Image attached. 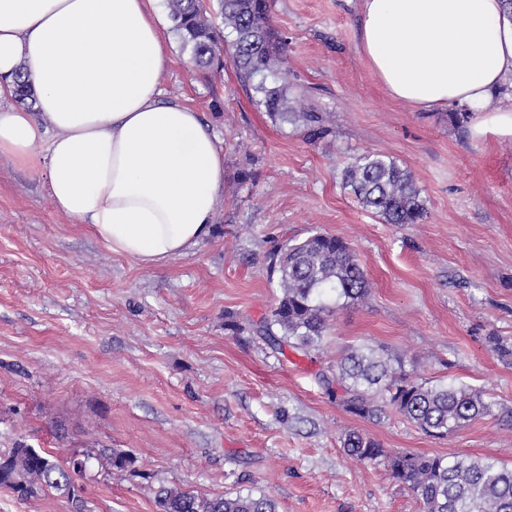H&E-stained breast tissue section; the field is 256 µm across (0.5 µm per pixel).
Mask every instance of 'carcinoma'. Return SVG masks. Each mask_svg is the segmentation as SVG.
Returning <instances> with one entry per match:
<instances>
[{"label": "carcinoma", "instance_id": "cac0c4a2", "mask_svg": "<svg viewBox=\"0 0 512 512\" xmlns=\"http://www.w3.org/2000/svg\"><path fill=\"white\" fill-rule=\"evenodd\" d=\"M224 27L235 33L232 61L241 82L260 95L258 104L277 121L301 118L309 133L324 131L325 117L310 109L294 112L288 82L277 77L286 61L285 42L278 37L270 16L269 0H217ZM172 31L182 50L202 70L222 69L223 38L207 16L202 0H168ZM15 98L35 103L23 71L15 75ZM343 186L358 204L387 224H417L427 214L408 169L389 156L365 152L349 163ZM280 296L271 314L254 332L274 345L301 350L319 345L334 308L355 305L369 293V282L350 245L341 238L315 234L288 245V258L271 257ZM398 356L381 349L352 350L333 375H322L329 397L342 409L364 420H378L390 406L426 435L444 438L476 419L494 415V403L465 385L443 379L420 383L406 378ZM343 450L362 464L387 463L392 478L404 484L423 505V512H512V466L490 460L444 455L390 453L373 437L355 430L344 433ZM86 464L61 462L42 449L13 448L0 457V485L19 482L17 494L33 497L45 488L67 495L83 512V502L72 493V474ZM158 512H277L266 496L238 494L204 497L175 486L154 489Z\"/></svg>", "mask_w": 512, "mask_h": 512}]
</instances>
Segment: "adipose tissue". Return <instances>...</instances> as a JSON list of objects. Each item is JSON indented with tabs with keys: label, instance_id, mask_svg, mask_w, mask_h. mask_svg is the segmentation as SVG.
<instances>
[{
	"label": "adipose tissue",
	"instance_id": "ef3b65f1",
	"mask_svg": "<svg viewBox=\"0 0 512 512\" xmlns=\"http://www.w3.org/2000/svg\"><path fill=\"white\" fill-rule=\"evenodd\" d=\"M157 0H0V99L24 71L35 112L0 109V156L33 165L56 208L147 268L198 246L215 220L224 151L200 112L160 88ZM358 51L416 110L493 113L512 134V13L502 0H362Z\"/></svg>",
	"mask_w": 512,
	"mask_h": 512
}]
</instances>
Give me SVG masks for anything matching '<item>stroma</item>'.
Returning a JSON list of instances; mask_svg holds the SVG:
<instances>
[{
    "mask_svg": "<svg viewBox=\"0 0 512 512\" xmlns=\"http://www.w3.org/2000/svg\"><path fill=\"white\" fill-rule=\"evenodd\" d=\"M270 3L290 96L327 130L272 120L232 63L199 70L169 35L163 95L221 140L224 187L211 236L166 266L113 253L58 211L42 176L0 157V455L91 453L73 478L85 512H157L162 484L264 493L279 512H421L384 463L344 453L349 429L389 450L512 465V362L487 343L512 339V138L487 113L458 125L389 97L356 48L361 0ZM365 152L411 172L422 223L386 224L354 201L342 171ZM316 233L350 244L371 293L333 313L318 348L280 352L250 331L278 296L270 254ZM362 344L402 357L412 380L477 389L495 416L445 439L392 409L351 416L318 375ZM116 448L131 468L112 469ZM0 512L74 508L0 486Z\"/></svg>",
    "mask_w": 512,
    "mask_h": 512,
    "instance_id": "stroma-1",
    "label": "stroma"
}]
</instances>
